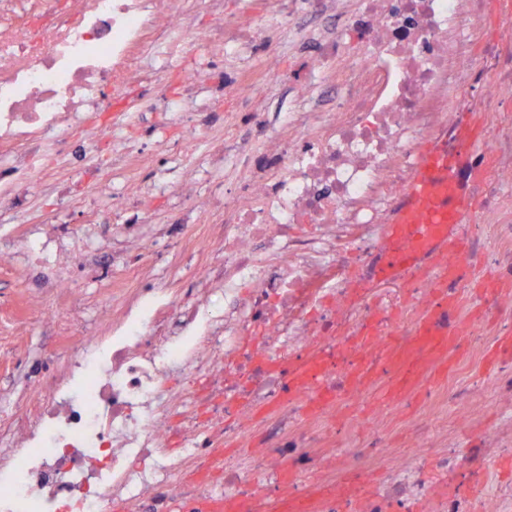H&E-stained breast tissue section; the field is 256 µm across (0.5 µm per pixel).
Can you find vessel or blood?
Wrapping results in <instances>:
<instances>
[{
	"label": "vessel or blood",
	"instance_id": "1",
	"mask_svg": "<svg viewBox=\"0 0 512 512\" xmlns=\"http://www.w3.org/2000/svg\"><path fill=\"white\" fill-rule=\"evenodd\" d=\"M455 171V163L447 155L434 149L424 152L410 200L388 227L393 236L403 235L412 227L417 228L418 234L410 255L392 260L383 268V276H396L402 268L412 265L416 256L434 251L439 244L462 249V241L449 231L463 208Z\"/></svg>",
	"mask_w": 512,
	"mask_h": 512
}]
</instances>
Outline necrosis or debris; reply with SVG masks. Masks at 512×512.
Instances as JSON below:
<instances>
[{
  "label": "necrosis or debris",
  "mask_w": 512,
  "mask_h": 512,
  "mask_svg": "<svg viewBox=\"0 0 512 512\" xmlns=\"http://www.w3.org/2000/svg\"><path fill=\"white\" fill-rule=\"evenodd\" d=\"M211 27L193 22L190 0H0V175L40 184L70 172L65 138L73 116L93 113L83 159L98 166L110 122L130 100L154 110L141 89L163 94L165 74L145 64L168 45L193 98L209 73L191 62L196 44L224 54L252 41L251 21L224 22V0H199ZM481 0H363L349 54L320 38L316 70L342 92L305 107L270 136L224 199L220 262L205 285L224 287V309L198 308L143 283L140 308L110 334L81 337L65 353L64 378L47 375L40 397L7 430L0 448V512H512V487L492 482L512 452V417L481 446L456 445L440 404L461 401L462 423L480 413L481 386L464 368L408 420L412 447L386 444L389 422L356 425L345 409L376 384L396 393L421 384L451 336L478 358L488 320L512 319V33L474 28ZM59 141L55 152L45 142ZM459 157L456 181L483 202L456 229L466 252L422 255L396 288H380L384 255L404 249L387 233L407 202L421 145ZM316 225L313 234L298 232ZM488 225L493 246L473 227ZM487 262L498 282L483 292V318L463 317V269ZM452 276L434 282L435 262ZM432 320L435 334L421 323ZM190 396L168 387L170 373ZM317 475L311 492L304 476ZM375 489L362 494L371 476ZM486 482L474 498L464 480Z\"/></svg>",
  "instance_id": "1"
}]
</instances>
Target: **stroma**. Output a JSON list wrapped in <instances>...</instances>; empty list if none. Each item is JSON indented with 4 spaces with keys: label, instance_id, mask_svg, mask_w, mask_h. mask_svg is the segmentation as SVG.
<instances>
[{
    "label": "stroma",
    "instance_id": "35a3bbf8",
    "mask_svg": "<svg viewBox=\"0 0 512 512\" xmlns=\"http://www.w3.org/2000/svg\"><path fill=\"white\" fill-rule=\"evenodd\" d=\"M315 2L289 0V16L284 19L276 0H224L225 19L250 15L259 35L220 57L197 47L196 65L216 74L201 89L208 110L134 112L129 122L113 124L111 137L113 142L141 148L144 165L128 171L104 164L89 173L78 160L69 178L51 173L42 185L20 191L23 213L0 211V235L16 238L9 260L0 261V422L21 414L27 402L38 397L43 370L52 365L59 348L53 325L35 317L25 328H17L3 315V308L36 297L42 308L69 319L72 336H89L105 327L141 278L180 297L214 262V253L207 250L179 255L172 251L175 242L187 237L208 238L211 226L224 219L222 211L198 209L196 200L233 193L243 155H261L267 130L277 129L299 110L300 86L318 93L330 83L327 72L309 67L317 41L296 35L294 25L338 34L348 48L356 44L348 18L359 0H341L339 7L320 11ZM246 71L261 77L257 98L267 122L263 131L254 128L249 107L232 96ZM190 136L195 147L188 151L183 144ZM104 180L110 184L105 197L97 193ZM52 234L59 247L73 246L76 254L68 272L75 293L66 302L57 300L45 271L30 265L26 255L28 239ZM107 254L112 265L107 273H98L96 267ZM372 407L389 419V446L404 448L410 439L403 418L424 410L425 394L415 392L409 403L399 406L376 389L367 404L352 407L351 412L360 419ZM505 415L504 403L486 392L478 420L457 427L456 438L464 445H478Z\"/></svg>",
    "mask_w": 512,
    "mask_h": 512
}]
</instances>
